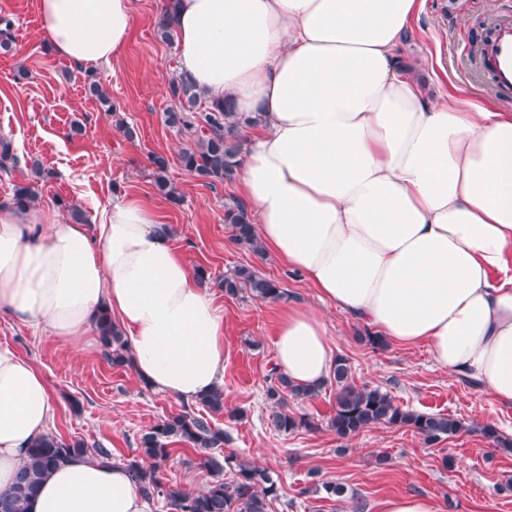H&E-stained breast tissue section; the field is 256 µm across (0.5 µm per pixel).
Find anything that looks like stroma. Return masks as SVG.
I'll return each instance as SVG.
<instances>
[{
    "instance_id": "1",
    "label": "stroma",
    "mask_w": 512,
    "mask_h": 512,
    "mask_svg": "<svg viewBox=\"0 0 512 512\" xmlns=\"http://www.w3.org/2000/svg\"><path fill=\"white\" fill-rule=\"evenodd\" d=\"M162 0H134L129 44L96 76L116 104L107 112L86 96V71L48 52L40 33L37 0H0V18L11 21L12 39L0 45V137L11 141L19 162L0 169V203L10 202L15 185L27 182L25 161L38 158L45 170L39 205L65 201L94 214L114 196L138 197L154 205L174 230V242L191 268H204L208 288L216 289L234 267H253L278 280L290 301L312 308L324 320L336 356L347 359L357 385L378 387L395 403L419 412H440L460 420L457 434L434 443L406 428L376 426L341 439L328 426L336 407V387L318 396L289 401V411L317 423L284 434L269 422L264 399L274 366L273 340L280 305L242 293L218 294L224 308V402L242 411L238 420L212 416L228 431L230 452L279 477V498L271 512H379L381 501L408 494L431 497L441 512H512V453L494 450L477 428L512 427V408H504L464 378L437 370L425 347L369 344V330L335 306L321 301L297 273L273 257L236 245L224 222V205L238 197L236 182L209 186L186 172L179 153L184 136L162 115L171 101L167 88L178 72V49L154 35ZM512 18V0H425L411 23L403 52L426 78L430 95L465 97L512 113V101L498 96L477 74L471 51L480 23L491 16ZM137 136L127 139L123 126ZM170 160L169 175L182 197L174 204L159 193L148 158ZM0 343L17 350L44 375L58 401L53 431L87 445L100 442L112 461L136 456L139 437L159 420L179 414L184 404L148 388L131 367L115 366L102 354L99 338L82 351L26 325L0 317ZM163 482L197 492L212 475L194 449L174 444L160 470ZM344 485L347 497L322 499L303 492L310 479Z\"/></svg>"
}]
</instances>
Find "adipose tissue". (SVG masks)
<instances>
[{"instance_id": "adipose-tissue-1", "label": "adipose tissue", "mask_w": 512, "mask_h": 512, "mask_svg": "<svg viewBox=\"0 0 512 512\" xmlns=\"http://www.w3.org/2000/svg\"><path fill=\"white\" fill-rule=\"evenodd\" d=\"M423 0H178V71L208 99L265 113L244 133L240 196L264 247L322 300L512 406V114L428 96L401 62ZM51 52L76 67L127 46L133 0H38ZM146 386L186 403L224 384V314L152 205L97 224L0 206V317L88 343L100 311ZM276 369L318 388L326 325L284 304ZM43 374L0 344V492L50 433ZM28 512H152L126 466L75 456Z\"/></svg>"}]
</instances>
